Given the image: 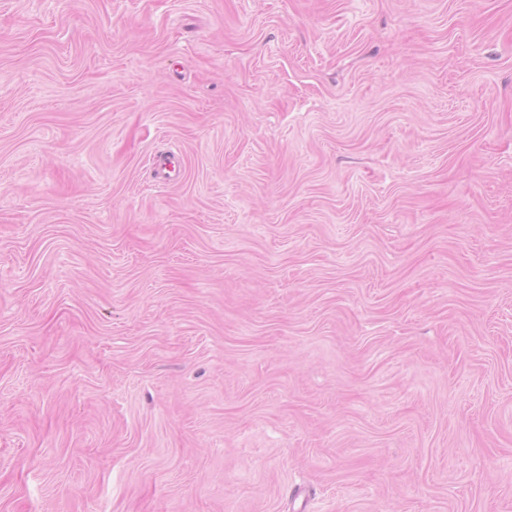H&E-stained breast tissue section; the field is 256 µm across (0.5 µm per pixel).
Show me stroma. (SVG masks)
Segmentation results:
<instances>
[{"mask_svg": "<svg viewBox=\"0 0 512 512\" xmlns=\"http://www.w3.org/2000/svg\"><path fill=\"white\" fill-rule=\"evenodd\" d=\"M0 512H512V0H0Z\"/></svg>", "mask_w": 512, "mask_h": 512, "instance_id": "obj_1", "label": "stroma"}]
</instances>
